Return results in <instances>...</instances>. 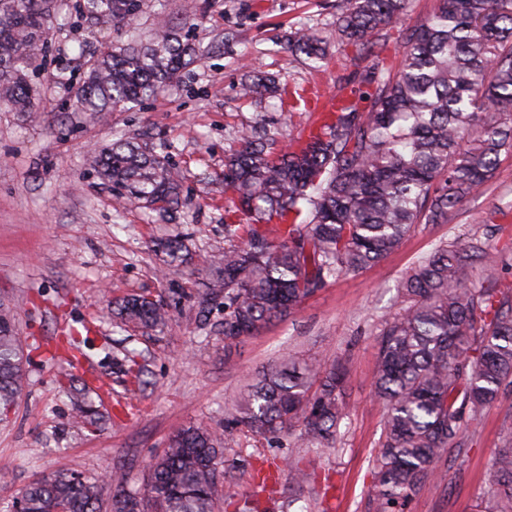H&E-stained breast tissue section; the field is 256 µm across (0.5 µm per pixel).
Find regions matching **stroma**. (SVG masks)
Wrapping results in <instances>:
<instances>
[{"instance_id": "35a3bbf8", "label": "stroma", "mask_w": 512, "mask_h": 512, "mask_svg": "<svg viewBox=\"0 0 512 512\" xmlns=\"http://www.w3.org/2000/svg\"><path fill=\"white\" fill-rule=\"evenodd\" d=\"M435 5L409 0L401 25L387 27V66L399 64L400 27L418 24ZM160 11L169 26H190L205 59L182 68L160 96L135 110L94 121L74 114L69 93L51 78L59 70L82 76L86 62L75 46L149 39ZM335 13L336 0H140L133 29L52 25L43 66L33 75L45 94L40 107L27 115L0 111V303L16 315L27 377L16 409L0 422V466L11 476L0 485V512H11L19 489L60 466L98 482L105 500L112 488L101 477L116 465L128 472L130 489L144 490L173 433L189 425L223 430L225 407L290 355L342 364L345 417L336 445L323 450L294 436L226 433L218 470L234 502H217L215 512H369L386 418L373 367L381 330L406 305L398 285L422 256L464 239L497 252V286H512V153L501 155L494 175L447 223L417 225L376 265L330 280L294 314L225 345L223 304L206 318L199 306L204 260L230 245L224 214L235 204L224 189V159L242 130L261 120L277 145L295 140L315 101L344 93L373 70V55L334 40L317 63L288 51L292 32L331 31ZM250 62L275 79L280 95L259 104L241 96ZM119 138L169 160L182 184L178 207L123 204L120 191L98 177L95 152ZM173 235L192 259L164 270L153 246ZM137 294L166 305L164 327L115 326L113 301ZM71 319L95 325L84 357L74 362L54 350L62 321ZM101 379L112 397L100 402L98 424L75 423L71 385ZM507 422L511 391L465 419L466 445L456 461L440 459L443 479L426 482L404 512H476ZM259 457L298 463L310 478L298 486L284 473L279 494H258L250 463Z\"/></svg>"}]
</instances>
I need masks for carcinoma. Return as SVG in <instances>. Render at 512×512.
I'll use <instances>...</instances> for the list:
<instances>
[{"label":"carcinoma","instance_id":"cac0c4a2","mask_svg":"<svg viewBox=\"0 0 512 512\" xmlns=\"http://www.w3.org/2000/svg\"><path fill=\"white\" fill-rule=\"evenodd\" d=\"M437 10L401 30L397 70L377 63L351 87L316 136L276 156L266 134L246 130L242 149L225 160L224 184L236 195L225 236L240 245L208 262L214 296L224 294V345L297 309L328 280L380 262L419 224L448 213L492 176L512 152V0H438ZM139 0H0V103L30 113L39 93L29 79L46 53L50 23L71 20L133 27ZM406 0H336L334 34L374 48L399 21ZM146 43L98 50L78 82L75 111L86 120L156 97L189 59L193 44L163 20ZM289 48L324 59L326 37L301 28ZM275 91L256 72L243 85L254 100ZM97 172L131 204L179 203L172 165L131 141H116L94 160ZM166 267L183 262L182 244H157ZM480 261L497 280L498 255L451 242L422 258L402 282L408 305L386 323L378 344L375 387L385 402V439L377 458L373 512H403L428 480L441 478L443 454L463 449L464 414L480 413L512 386V295L471 288L464 271ZM112 319L155 329L167 308L145 296L118 303ZM24 347L14 312L0 304V412L23 391ZM346 386L340 363L288 357L262 373L233 405L224 432L180 429L150 468L144 492L112 467L108 512H214L223 433L267 439L298 428L312 445L336 440ZM72 417L93 423L94 402L71 396ZM273 463L256 469L260 491L278 492ZM496 482L482 512H512V446L492 458ZM23 512H101L98 486L67 468L17 493Z\"/></svg>","mask_w":512,"mask_h":512}]
</instances>
